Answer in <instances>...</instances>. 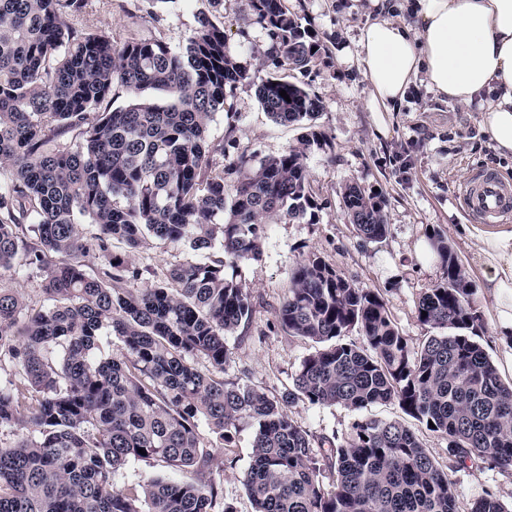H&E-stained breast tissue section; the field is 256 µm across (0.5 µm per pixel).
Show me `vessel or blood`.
I'll return each instance as SVG.
<instances>
[{"label": "vessel or blood", "instance_id": "vessel-or-blood-1", "mask_svg": "<svg viewBox=\"0 0 512 512\" xmlns=\"http://www.w3.org/2000/svg\"><path fill=\"white\" fill-rule=\"evenodd\" d=\"M460 199L480 223L496 224L499 218L512 216V180L489 172L473 174Z\"/></svg>", "mask_w": 512, "mask_h": 512}]
</instances>
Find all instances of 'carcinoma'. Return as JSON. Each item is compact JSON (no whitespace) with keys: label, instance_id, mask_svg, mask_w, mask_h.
I'll use <instances>...</instances> for the list:
<instances>
[{"label":"carcinoma","instance_id":"carcinoma-1","mask_svg":"<svg viewBox=\"0 0 512 512\" xmlns=\"http://www.w3.org/2000/svg\"><path fill=\"white\" fill-rule=\"evenodd\" d=\"M88 2L0 0V272L40 273L46 295L32 305L0 287V369H16L0 380V430L14 437L0 446V512H216L223 489L199 427L229 447L244 418L255 425L243 479L254 512H458L448 473L404 423L360 417L343 443L317 442L287 409L296 399L353 410L395 402L445 437L459 464L512 468V381L474 339L475 285L448 239L430 237L442 277L419 299L418 321L435 334L418 346L379 293L313 255L276 313L288 335L319 345L288 401L224 381L228 337L252 313L226 262L259 258L268 224L313 208L306 151L322 138L321 101L285 74L260 80L263 110L307 129L301 146L212 166L210 151L224 145L209 146L208 124L225 90L251 79L224 29L201 16L181 50L118 47L76 27ZM246 3L275 67H309L313 43L285 0ZM116 85L135 101L112 107ZM147 90L168 101L140 98ZM342 201L360 236L386 237L380 195L352 183ZM84 224L98 232L86 237ZM150 238L193 251L218 244L224 258L178 262L134 288L141 273L114 243L132 253ZM354 328L363 344L340 342ZM105 338L120 355L103 351ZM131 458L175 477L115 487ZM470 512L512 510L488 494Z\"/></svg>","mask_w":512,"mask_h":512}]
</instances>
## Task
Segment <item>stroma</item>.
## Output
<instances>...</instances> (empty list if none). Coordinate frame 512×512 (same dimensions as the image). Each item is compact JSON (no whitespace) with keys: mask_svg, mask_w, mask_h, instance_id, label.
<instances>
[{"mask_svg":"<svg viewBox=\"0 0 512 512\" xmlns=\"http://www.w3.org/2000/svg\"><path fill=\"white\" fill-rule=\"evenodd\" d=\"M286 3L319 48L309 70L291 74L292 81L304 85L323 104L315 125L324 141L311 147L306 156L315 210L310 218L269 224L259 259L227 267V274L248 288L252 316L246 331L228 339L232 354L224 366L225 380L263 389L278 398L291 390L302 360L316 345L284 332L276 312L297 263L312 254L358 287L379 292L399 330L413 343H422L429 329L417 318L418 302L442 274L438 256L428 249L434 230L444 234L475 282L476 306L483 317L479 342L503 379H512V342L494 331L498 304L487 286L488 268L479 256V237L486 227L468 217L457 201L459 190L476 170L490 169L512 177V158L499 156L488 142L478 107L441 99L430 90L423 74L417 76L394 114L388 135L379 136L373 115L364 105L369 83L357 63V39L369 0ZM202 15L223 27L228 51L247 64L252 76L251 81L226 92L223 111L208 125V142L224 147L223 154H212V162L220 165L243 152L260 159L273 157L297 147L304 134L301 126L273 121L257 98L256 81L274 75L276 69L268 57L267 31L248 15L244 0H90L89 12L79 26L108 34L118 46L137 38L159 40L179 50ZM353 182L369 191L378 190L385 200L389 231L382 241L360 238L343 207L342 193ZM221 254L218 248L190 252L149 240L132 258L144 270L137 285L149 287L154 273L177 261L207 263ZM289 410L314 438L326 437L338 444L360 414L383 420L405 418L390 403L359 412L298 400ZM415 432L447 472L459 512H469L473 502L488 492L512 505V470L494 468L478 459L457 464L441 436L421 426ZM253 434L251 421L240 420L234 444L227 450L209 431L201 433V443L212 456L211 476L222 486L224 502L234 512H253L243 486Z\"/></svg>","mask_w":512,"mask_h":512,"instance_id":"stroma-1","label":"stroma"}]
</instances>
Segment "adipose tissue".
<instances>
[{
	"label": "adipose tissue",
	"instance_id": "adipose-tissue-1",
	"mask_svg": "<svg viewBox=\"0 0 512 512\" xmlns=\"http://www.w3.org/2000/svg\"><path fill=\"white\" fill-rule=\"evenodd\" d=\"M360 29L358 63L370 82L366 100L379 134L405 99L413 78L426 74L438 96L479 104L482 131L512 156V0H405L413 21L392 20L382 0ZM498 300V335L512 337V231L484 239L481 250Z\"/></svg>",
	"mask_w": 512,
	"mask_h": 512
}]
</instances>
